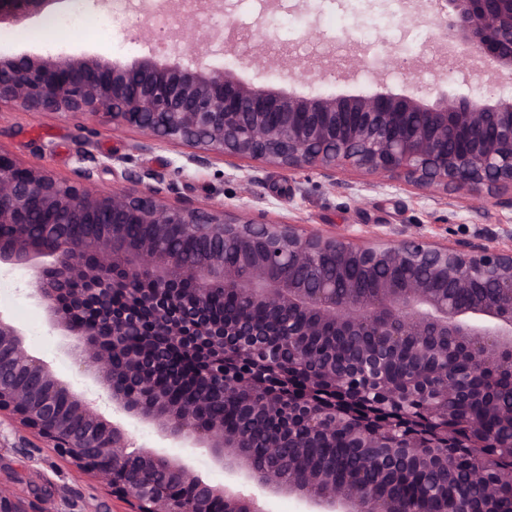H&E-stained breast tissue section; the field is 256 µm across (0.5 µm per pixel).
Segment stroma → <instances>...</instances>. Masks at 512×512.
<instances>
[{"instance_id": "35a3bbf8", "label": "stroma", "mask_w": 512, "mask_h": 512, "mask_svg": "<svg viewBox=\"0 0 512 512\" xmlns=\"http://www.w3.org/2000/svg\"><path fill=\"white\" fill-rule=\"evenodd\" d=\"M232 17L205 18L204 32L231 34L257 46L273 59L266 67H240L237 76L247 82L270 84L298 94L337 95L386 91L419 93L428 103L441 96L496 98L512 94V80L492 68L466 70L459 62L443 61L436 42L433 14L387 12L383 0L359 7L354 0H234ZM90 0H59L49 16L0 26V53L8 56L54 52L62 55H98L130 62L145 46L135 34L138 22L119 18L111 28L95 31L69 25V18L105 16ZM315 62L313 69L274 62L281 47ZM90 140L95 153L127 152L138 143V131L112 130L103 122L79 131L67 118L26 112L0 104V147L19 161L35 162L60 179H70L75 166L78 136ZM252 183L233 178L232 169L217 159L206 168H190L179 183L183 199L223 206L234 212L249 201L264 220L300 224L311 230L344 231L356 241L395 236L407 230L437 243L477 240L495 224L512 225V210L496 206L481 189L470 193L422 197L414 190L363 186L361 176L340 172L333 177H305L250 162ZM30 275L17 271L0 275V311L25 333L29 354L46 361L54 373L86 388L90 380L73 366L63 339L48 325L43 310L29 297ZM0 490L26 502H38L48 512H125L126 504L97 479L77 472L50 448H23L10 428L0 429Z\"/></svg>"}]
</instances>
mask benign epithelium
<instances>
[{
  "label": "benign epithelium",
  "instance_id": "obj_1",
  "mask_svg": "<svg viewBox=\"0 0 512 512\" xmlns=\"http://www.w3.org/2000/svg\"><path fill=\"white\" fill-rule=\"evenodd\" d=\"M54 2L0 0V25L40 17ZM437 2L439 40L448 52L488 58L512 76V0ZM200 27L198 18H188L168 51L152 48L131 63L0 56V102L62 114L83 129L98 120L115 131L135 129L141 152L189 149L167 172L140 174L129 168L132 156L98 157L86 141L75 154L73 179L61 181L0 148V229H11L0 233V273L32 271L30 297L94 381V389L79 391L58 378L27 353L22 329L0 312V418L21 440L28 433L46 442L106 483L129 512H270L269 499L278 496L296 498L303 512H413L373 493L362 473L342 481L329 469L282 476L276 461L288 447L283 428L266 435L269 464L260 467L248 429L229 431L224 418L202 414L216 383L252 419L293 412L288 398L265 393L249 373L255 363L249 343L269 332L244 316L215 326L208 315L212 286L295 317L283 335L299 369L307 366V337H351L353 357L322 362L311 383L344 386L361 373L385 401L429 386V414L446 422L474 397L473 376L490 370L512 382V249L473 241L436 245L419 235L358 244L343 234L260 221L246 201L230 217L222 207L176 203L170 195L189 166H207L217 156L236 171L242 161L291 174L350 171L371 185L408 187L424 197L450 187L512 192V97L428 104L389 92L285 93L209 64L212 35L188 49L189 33ZM162 54L169 61L159 62ZM118 171L123 186L99 188L103 175ZM72 224L91 231L75 239ZM128 224H145L149 233L132 239ZM175 231L200 244L193 262L165 247ZM227 246L242 267L224 265ZM352 267L375 283L371 291L344 281ZM409 346L416 363L402 379L389 378L385 360ZM229 349L241 356L239 368L226 372L209 356ZM171 350L203 359L192 404L172 400L155 384L154 372ZM486 408L512 431V406L489 398ZM126 418L153 426L174 448L207 449L224 470V484L194 474L188 457L162 446L133 447ZM343 425L361 448H384L394 433L389 426L366 431L350 418ZM300 427L311 438L336 433V421L313 402L303 406ZM464 482L496 497L482 468ZM0 512L48 510L0 492Z\"/></svg>",
  "mask_w": 512,
  "mask_h": 512
}]
</instances>
